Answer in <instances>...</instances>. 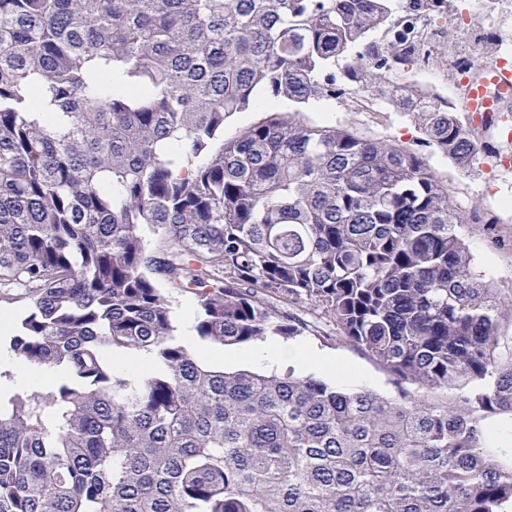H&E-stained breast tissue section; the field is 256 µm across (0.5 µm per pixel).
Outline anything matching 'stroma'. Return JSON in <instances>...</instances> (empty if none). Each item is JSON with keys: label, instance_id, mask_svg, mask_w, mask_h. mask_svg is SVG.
<instances>
[{"label": "stroma", "instance_id": "obj_1", "mask_svg": "<svg viewBox=\"0 0 512 512\" xmlns=\"http://www.w3.org/2000/svg\"><path fill=\"white\" fill-rule=\"evenodd\" d=\"M301 120L310 123L327 122L351 130L361 136L388 140L404 148L420 152L438 180L448 188L451 207L469 214L467 223L459 225L458 233L472 255V265L479 277L492 288L502 301L512 300V249L505 247L512 239V223H506L507 207H512V179L497 181L479 165L460 168L447 157L425 146L412 115L400 112L368 114L350 111L343 102L312 103ZM303 342L320 352L337 357L345 377H330V384L345 390L369 389L390 399L409 393L415 399L446 401L448 390H425L409 386L400 391L392 377L370 356L336 339L303 334Z\"/></svg>", "mask_w": 512, "mask_h": 512}]
</instances>
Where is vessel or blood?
<instances>
[{
    "mask_svg": "<svg viewBox=\"0 0 512 512\" xmlns=\"http://www.w3.org/2000/svg\"><path fill=\"white\" fill-rule=\"evenodd\" d=\"M469 91L464 105L467 123L473 127H492L494 142L484 149L482 160L488 171L512 172V127L500 121L507 104L512 103V59H488L467 80Z\"/></svg>",
    "mask_w": 512,
    "mask_h": 512,
    "instance_id": "b4317fda",
    "label": "vessel or blood"
}]
</instances>
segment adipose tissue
<instances>
[{
  "mask_svg": "<svg viewBox=\"0 0 512 512\" xmlns=\"http://www.w3.org/2000/svg\"><path fill=\"white\" fill-rule=\"evenodd\" d=\"M211 360L227 364L242 360L260 359L268 366L274 367L282 364L291 365L300 369H313L324 373H332L337 369L334 357L312 349L303 343L284 344L276 340L264 342L259 348L253 350H210Z\"/></svg>",
  "mask_w": 512,
  "mask_h": 512,
  "instance_id": "adipose-tissue-1",
  "label": "adipose tissue"
}]
</instances>
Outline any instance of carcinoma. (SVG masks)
I'll return each mask as SVG.
<instances>
[{"label": "carcinoma", "instance_id": "1", "mask_svg": "<svg viewBox=\"0 0 512 512\" xmlns=\"http://www.w3.org/2000/svg\"><path fill=\"white\" fill-rule=\"evenodd\" d=\"M396 0H0V288L7 353L68 369L0 393V512H505L512 336L423 157L299 112L341 76L473 164L454 106L379 53ZM266 117L224 138L238 112ZM169 254L147 253L141 228ZM190 290L197 346L168 293ZM443 404L224 371L212 348L323 336ZM147 357L118 367L113 357ZM0 294V309H22L27 304L24 298H19L20 296L15 295L17 294L15 291L2 289L0 290ZM18 318L19 314L15 311L7 309L0 310V343L12 336ZM277 299L278 300L271 299V302L274 306L277 307V309L279 311L286 312V313H288L289 310L297 312L300 314V316L304 317L306 320L317 321L319 323V325L322 328H324L326 331H328V332L334 331L333 326L331 325V323L328 322L327 319L320 318L322 316L321 309H317V307L314 306V304H311L310 302L300 303V304L295 305L297 307V308H295L291 304L290 305L288 304V300H283V299H279V298H277ZM279 300H281V301H279ZM482 424L494 433L491 444L500 463L512 465V416L510 414H489Z\"/></svg>", "mask_w": 512, "mask_h": 512}]
</instances>
